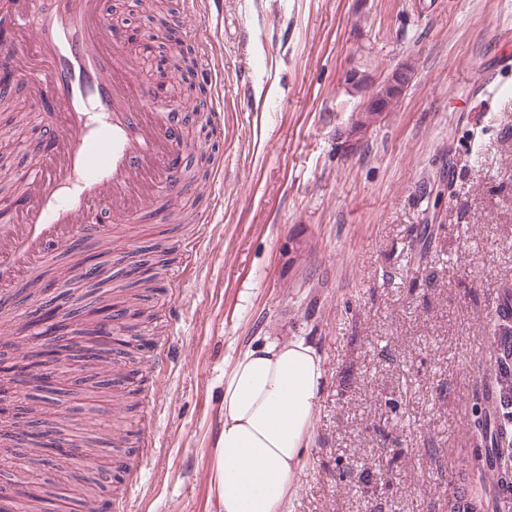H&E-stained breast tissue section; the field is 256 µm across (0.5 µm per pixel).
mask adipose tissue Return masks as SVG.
Returning <instances> with one entry per match:
<instances>
[{"label": "adipose tissue", "instance_id": "obj_1", "mask_svg": "<svg viewBox=\"0 0 512 512\" xmlns=\"http://www.w3.org/2000/svg\"><path fill=\"white\" fill-rule=\"evenodd\" d=\"M326 383L304 338L264 341L224 373V425L215 444L219 512H286Z\"/></svg>", "mask_w": 512, "mask_h": 512}]
</instances>
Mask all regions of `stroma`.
Segmentation results:
<instances>
[{
  "label": "stroma",
  "instance_id": "1",
  "mask_svg": "<svg viewBox=\"0 0 512 512\" xmlns=\"http://www.w3.org/2000/svg\"><path fill=\"white\" fill-rule=\"evenodd\" d=\"M154 9L191 49L216 45L223 132L182 122L187 139L212 145L215 167L200 173L197 154L183 155L186 193L159 198L120 236L128 264L152 245L167 262L143 303L151 321L121 318L152 341L139 363L119 361L138 408L90 391L73 361L43 421L121 423L132 472L106 482L104 506L218 512L224 371L263 339L301 336L326 384L287 512H448L472 487L457 459L475 446L488 322L512 285V0H217L206 20L185 0ZM405 61L415 73L403 97L344 153L336 131L361 101L345 70L360 62L380 78ZM7 92L29 114L0 144L19 172L45 129L27 84ZM179 209L191 223L174 222ZM427 224L442 227L438 247L410 269ZM45 481L79 505L72 462L0 464V487Z\"/></svg>",
  "mask_w": 512,
  "mask_h": 512
}]
</instances>
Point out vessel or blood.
Returning a JSON list of instances; mask_svg holds the SVG:
<instances>
[{"mask_svg": "<svg viewBox=\"0 0 512 512\" xmlns=\"http://www.w3.org/2000/svg\"><path fill=\"white\" fill-rule=\"evenodd\" d=\"M9 44L18 79L48 100V144L23 177L24 203L0 231V299L53 245L97 239L100 215L140 220L155 193L176 199V160L192 152L156 92L139 81L102 0H13Z\"/></svg>", "mask_w": 512, "mask_h": 512, "instance_id": "b4317fda", "label": "vessel or blood"}]
</instances>
